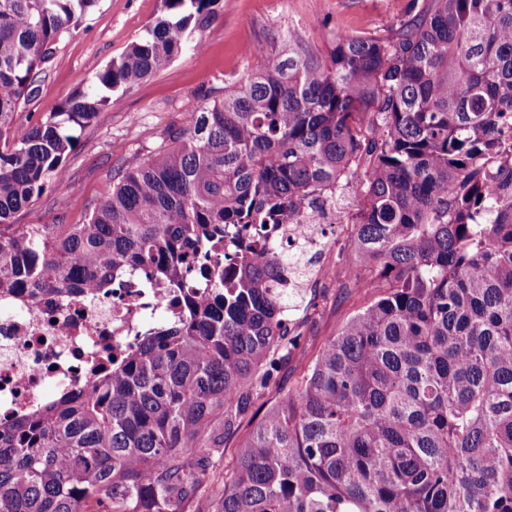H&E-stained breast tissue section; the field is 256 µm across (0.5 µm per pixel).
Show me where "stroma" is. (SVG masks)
I'll list each match as a JSON object with an SVG mask.
<instances>
[{"label":"stroma","mask_w":512,"mask_h":512,"mask_svg":"<svg viewBox=\"0 0 512 512\" xmlns=\"http://www.w3.org/2000/svg\"><path fill=\"white\" fill-rule=\"evenodd\" d=\"M412 11V0H224L220 18L206 31L201 49L173 62L133 90L112 94L96 118L75 128L76 149L67 160L66 183L17 212V224L86 223L92 206L112 191L118 164L142 158L158 146L167 130L180 126L186 112L209 95L252 73L260 56L245 55L248 46L274 48L289 31H305L319 58L337 34L387 38ZM161 13V0H97L79 29L64 35L53 58L38 77V92L16 114L20 126L49 117L68 95L85 87L111 59L120 57ZM322 252L336 276L310 281L302 306L292 320L301 338L271 385L272 391L294 387L299 372L342 324L380 294L355 291L347 277L360 265L343 230L331 234Z\"/></svg>","instance_id":"obj_1"}]
</instances>
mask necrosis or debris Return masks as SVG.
<instances>
[{"label": "necrosis or debris", "instance_id": "necrosis-or-debris-1", "mask_svg": "<svg viewBox=\"0 0 512 512\" xmlns=\"http://www.w3.org/2000/svg\"><path fill=\"white\" fill-rule=\"evenodd\" d=\"M171 289L140 275L110 293L0 300V415L39 407L43 389L77 390L90 361L120 358L155 321L178 316Z\"/></svg>", "mask_w": 512, "mask_h": 512}]
</instances>
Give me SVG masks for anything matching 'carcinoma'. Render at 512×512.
<instances>
[{
  "label": "carcinoma",
  "instance_id": "carcinoma-1",
  "mask_svg": "<svg viewBox=\"0 0 512 512\" xmlns=\"http://www.w3.org/2000/svg\"><path fill=\"white\" fill-rule=\"evenodd\" d=\"M221 0L162 12L60 110L15 124L96 0H0V297L182 288L162 323L75 393L0 420V512H512V0H429L391 38L304 32L114 169L85 224H13L65 179L72 126L200 48ZM365 197L353 246L381 294L262 417L296 346L314 258L280 224ZM237 247L228 256L224 241ZM252 425L221 494L214 449Z\"/></svg>",
  "mask_w": 512,
  "mask_h": 512
}]
</instances>
